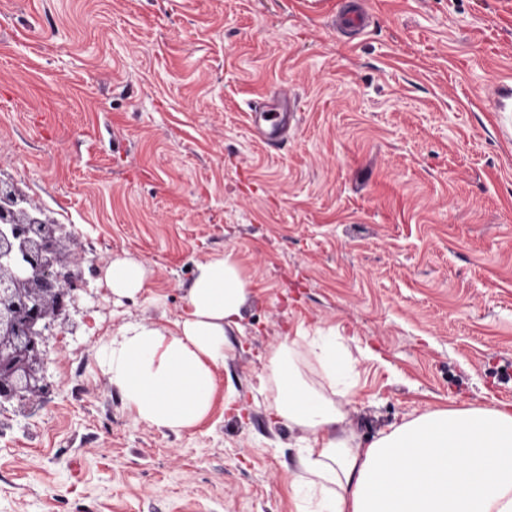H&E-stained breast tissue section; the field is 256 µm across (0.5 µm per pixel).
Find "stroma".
Here are the masks:
<instances>
[{
	"instance_id": "35a3bbf8",
	"label": "stroma",
	"mask_w": 512,
	"mask_h": 512,
	"mask_svg": "<svg viewBox=\"0 0 512 512\" xmlns=\"http://www.w3.org/2000/svg\"><path fill=\"white\" fill-rule=\"evenodd\" d=\"M0 0V180L96 262L50 337V391L0 409V512H306L300 430L268 355L337 328L359 360L361 446L439 408L512 409V0ZM370 16L359 38L341 9ZM300 120L279 148L255 99ZM235 251L252 288L212 410L133 419L99 364L129 323L173 326L197 263ZM143 263L131 298L105 281ZM249 113L255 135L265 143L285 138L297 115L295 102L287 96L273 95L259 102ZM106 282L114 295L134 297L145 288V267L132 259L115 258L107 269Z\"/></svg>"
}]
</instances>
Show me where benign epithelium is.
Masks as SVG:
<instances>
[{
	"instance_id": "benign-epithelium-1",
	"label": "benign epithelium",
	"mask_w": 512,
	"mask_h": 512,
	"mask_svg": "<svg viewBox=\"0 0 512 512\" xmlns=\"http://www.w3.org/2000/svg\"><path fill=\"white\" fill-rule=\"evenodd\" d=\"M66 225L0 184V408L29 407L49 390V337L79 311L81 259L64 253Z\"/></svg>"
}]
</instances>
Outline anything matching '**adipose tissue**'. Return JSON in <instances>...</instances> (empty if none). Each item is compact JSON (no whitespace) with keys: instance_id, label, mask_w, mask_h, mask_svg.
I'll return each instance as SVG.
<instances>
[{"instance_id":"adipose-tissue-1","label":"adipose tissue","mask_w":512,"mask_h":512,"mask_svg":"<svg viewBox=\"0 0 512 512\" xmlns=\"http://www.w3.org/2000/svg\"><path fill=\"white\" fill-rule=\"evenodd\" d=\"M106 282L116 296H135L145 267L114 259ZM250 287L233 252L200 262L175 329L130 323L102 344V368L136 421L178 432L207 418ZM304 355L317 362L323 386L305 378ZM268 370L277 417L313 436L299 453L295 482L316 498L315 512H512V411L435 409L363 448L341 427L334 389L345 366L336 360L335 334L281 346Z\"/></svg>"}]
</instances>
